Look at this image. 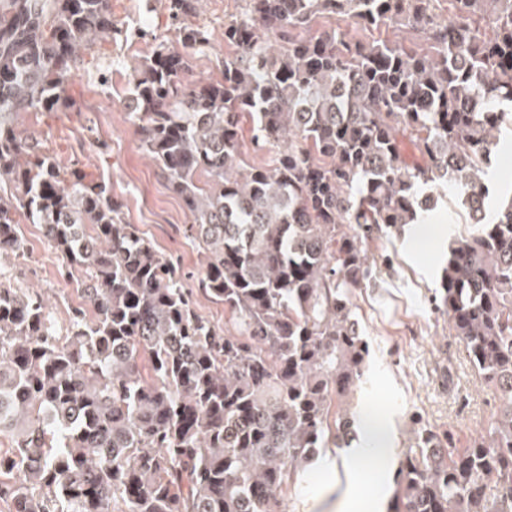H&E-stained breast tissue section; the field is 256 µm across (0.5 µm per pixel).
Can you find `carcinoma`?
<instances>
[{
  "instance_id": "1",
  "label": "carcinoma",
  "mask_w": 512,
  "mask_h": 512,
  "mask_svg": "<svg viewBox=\"0 0 512 512\" xmlns=\"http://www.w3.org/2000/svg\"><path fill=\"white\" fill-rule=\"evenodd\" d=\"M196 2L166 0L177 40L154 36L128 113L205 255L193 290L104 180L15 125L74 107L81 53L127 37L112 0H0V256L25 252L20 219L40 224L82 294L63 322L0 265L8 512H288L318 450L353 434L333 411L368 354L352 295L393 266L368 241L427 223L426 186L486 198L512 120V0H448L446 18L440 0H243L207 83ZM390 25L414 43L372 36ZM246 117L271 160L247 158ZM472 223L444 259L441 309L505 405L460 448L420 429L390 512H512V197Z\"/></svg>"
}]
</instances>
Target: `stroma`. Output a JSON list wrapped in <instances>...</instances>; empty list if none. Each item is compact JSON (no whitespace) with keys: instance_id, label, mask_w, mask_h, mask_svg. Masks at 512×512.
Returning a JSON list of instances; mask_svg holds the SVG:
<instances>
[{"instance_id":"35a3bbf8","label":"stroma","mask_w":512,"mask_h":512,"mask_svg":"<svg viewBox=\"0 0 512 512\" xmlns=\"http://www.w3.org/2000/svg\"><path fill=\"white\" fill-rule=\"evenodd\" d=\"M240 9V0H199V19L212 29L213 42L195 56L197 80L219 77L226 51L224 21ZM112 12L128 31L148 25L166 39L175 37L167 28L164 0H112ZM138 46L131 52L122 41L102 45L93 65L79 71L73 86L75 111L51 118L27 113L16 123L41 131L62 166L109 184L127 221L162 256L174 260L181 281L191 288L202 257L188 233L190 219L179 197L159 177L155 163L140 149L123 106L135 66L152 51L151 38L140 39ZM103 72L108 75L104 81L99 78ZM437 208L448 234L411 228L392 240L371 242L370 250L391 255L394 266L373 270L353 297L370 352L362 381L337 403L359 417L383 419L390 434L385 454L393 463L401 449L412 446L415 420L437 432L452 433L463 445L485 432L503 403L500 394L480 380L460 341L449 335L447 316L437 308L436 290L449 238L467 229V212L456 191L439 197ZM20 231L27 252L7 257L6 266L25 286L41 290L58 313H65L80 301L76 283L62 277V260L40 225L24 223ZM325 456L331 466L315 463L302 486L288 492V512H330L332 504L349 492L354 495L353 512H370L373 499L394 489L392 470L381 469L379 461H372L359 476L341 464V449H327Z\"/></svg>"}]
</instances>
